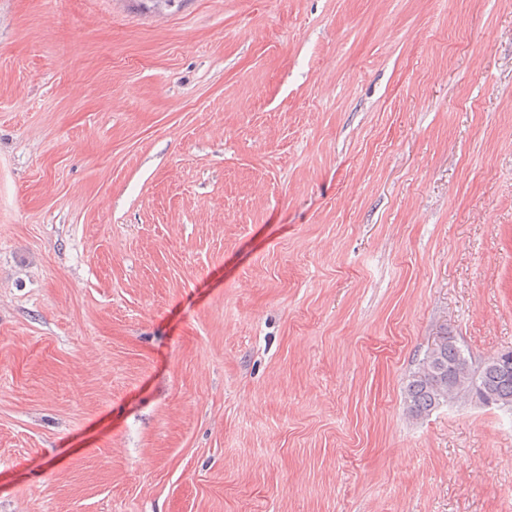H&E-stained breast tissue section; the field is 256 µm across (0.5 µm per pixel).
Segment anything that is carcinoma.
<instances>
[{
    "label": "carcinoma",
    "instance_id": "carcinoma-1",
    "mask_svg": "<svg viewBox=\"0 0 512 512\" xmlns=\"http://www.w3.org/2000/svg\"><path fill=\"white\" fill-rule=\"evenodd\" d=\"M433 345L408 379L405 403L410 416L425 417L459 393L487 406L512 407V351L475 367L446 327Z\"/></svg>",
    "mask_w": 512,
    "mask_h": 512
}]
</instances>
